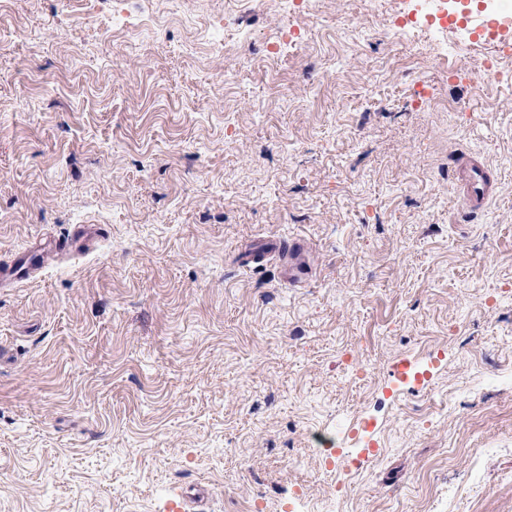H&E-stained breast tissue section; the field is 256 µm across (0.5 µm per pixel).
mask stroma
<instances>
[{
	"label": "stroma",
	"mask_w": 512,
	"mask_h": 512,
	"mask_svg": "<svg viewBox=\"0 0 512 512\" xmlns=\"http://www.w3.org/2000/svg\"><path fill=\"white\" fill-rule=\"evenodd\" d=\"M112 3L0 0V259L43 257L0 286V512H512V54L432 0ZM455 178L459 183V195L467 210L476 213L482 210L497 191L496 178L477 158L462 157ZM288 244V252L293 255L292 262L287 264L284 270V280L289 285L302 283L303 280L311 273L312 268L307 257V251L304 245L299 241L282 243L278 246V250L282 252Z\"/></svg>",
	"instance_id": "obj_1"
}]
</instances>
